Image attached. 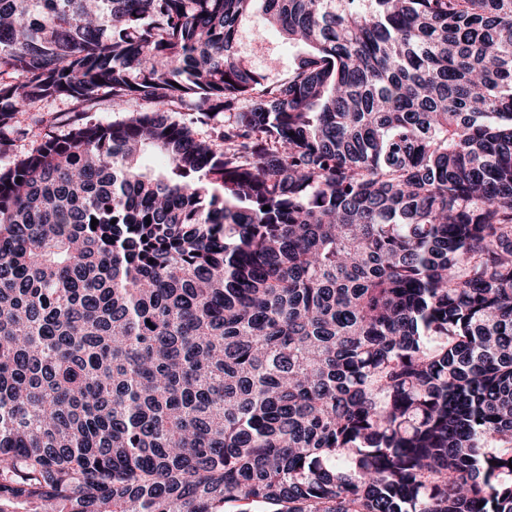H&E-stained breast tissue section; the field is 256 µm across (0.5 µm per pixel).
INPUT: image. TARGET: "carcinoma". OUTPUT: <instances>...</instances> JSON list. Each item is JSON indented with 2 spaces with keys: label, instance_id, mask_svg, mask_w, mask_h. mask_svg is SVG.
Here are the masks:
<instances>
[{
  "label": "carcinoma",
  "instance_id": "carcinoma-1",
  "mask_svg": "<svg viewBox=\"0 0 512 512\" xmlns=\"http://www.w3.org/2000/svg\"><path fill=\"white\" fill-rule=\"evenodd\" d=\"M105 96L0 168V512H512V0H0V155ZM244 38L241 51L247 56L253 67L261 70L274 82L293 69L306 52L305 46H293L274 27L263 19L260 5L242 25ZM73 108L69 101L51 100L38 104L31 112L17 114L16 124L27 134H10L14 139L13 146L10 153L0 157V167L23 157L42 136L66 134L69 119L74 116H82L89 123L107 125L126 118L133 111L149 112L154 105L143 100H130L120 106H112V102L102 101L88 112H72Z\"/></svg>",
  "mask_w": 512,
  "mask_h": 512
}]
</instances>
